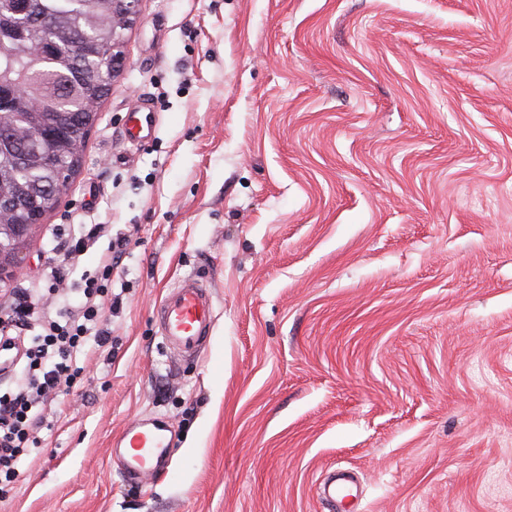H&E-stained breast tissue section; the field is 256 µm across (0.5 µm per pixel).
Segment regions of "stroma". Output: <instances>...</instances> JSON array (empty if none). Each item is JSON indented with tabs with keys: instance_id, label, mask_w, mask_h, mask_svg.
<instances>
[{
	"instance_id": "obj_1",
	"label": "stroma",
	"mask_w": 512,
	"mask_h": 512,
	"mask_svg": "<svg viewBox=\"0 0 512 512\" xmlns=\"http://www.w3.org/2000/svg\"><path fill=\"white\" fill-rule=\"evenodd\" d=\"M62 224L116 234L111 340L52 404L0 512H512V0H141ZM154 135L123 137L129 113ZM215 319L194 357L154 311L184 276ZM171 429L168 479L111 444ZM156 112H131L129 113L125 136L129 142L146 140L154 133L157 127Z\"/></svg>"
}]
</instances>
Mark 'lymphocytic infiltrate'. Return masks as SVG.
Masks as SVG:
<instances>
[{
	"mask_svg": "<svg viewBox=\"0 0 512 512\" xmlns=\"http://www.w3.org/2000/svg\"><path fill=\"white\" fill-rule=\"evenodd\" d=\"M100 234L97 224L88 228L69 224L60 230L59 247L64 258L44 272L42 280L47 290L56 289L69 278L75 259ZM124 252L122 240L109 242L96 275L82 277L83 298L76 309L58 312L55 318L43 322L40 330L32 328L33 289H15L8 312L0 313V341L11 344L22 333L30 335L21 383L0 393V483L17 480L22 456L37 447L41 431L49 428L44 405L73 387L83 373L82 361L95 348L108 344L107 332L99 326L104 314L99 299L108 293L112 272L119 267Z\"/></svg>",
	"mask_w": 512,
	"mask_h": 512,
	"instance_id": "f902f5d3",
	"label": "lymphocytic infiltrate"
}]
</instances>
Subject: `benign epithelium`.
Returning <instances> with one entry per match:
<instances>
[{
  "instance_id": "obj_1",
  "label": "benign epithelium",
  "mask_w": 512,
  "mask_h": 512,
  "mask_svg": "<svg viewBox=\"0 0 512 512\" xmlns=\"http://www.w3.org/2000/svg\"><path fill=\"white\" fill-rule=\"evenodd\" d=\"M140 0H112V47L108 76L88 82L89 95L100 101L111 90L114 81L125 68L123 31L132 28L139 18ZM13 9L21 16H28L30 25L28 33L16 37V46L30 49L32 58L37 63L48 60L52 47L49 41L33 43L34 29L49 27L42 16L36 15L35 0H12ZM69 138L62 131L50 134L38 122L31 120L25 130L24 146L20 147L15 138H0V156L10 159L13 167L0 169V187L12 183V171L22 169L32 159L42 160L43 166L54 178L53 186H41L31 183L13 195L0 191V208L7 212L22 210L30 219L20 224H0V288L10 285L17 279L29 261L28 246L37 227L58 204L71 186L74 175L80 167L84 144L71 146L74 158L63 162L57 152V146L66 145Z\"/></svg>"
}]
</instances>
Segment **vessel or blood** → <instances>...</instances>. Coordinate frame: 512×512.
Returning a JSON list of instances; mask_svg holds the SVG:
<instances>
[{
    "mask_svg": "<svg viewBox=\"0 0 512 512\" xmlns=\"http://www.w3.org/2000/svg\"><path fill=\"white\" fill-rule=\"evenodd\" d=\"M157 127L153 112H133L128 117V141L146 140ZM157 320L166 342L181 354L203 348L213 322V300L209 290L196 278L185 277L174 284L157 307ZM169 427L158 417L130 423L113 443L112 456L132 479L167 472Z\"/></svg>",
    "mask_w": 512,
    "mask_h": 512,
    "instance_id": "obj_1",
    "label": "vessel or blood"
}]
</instances>
